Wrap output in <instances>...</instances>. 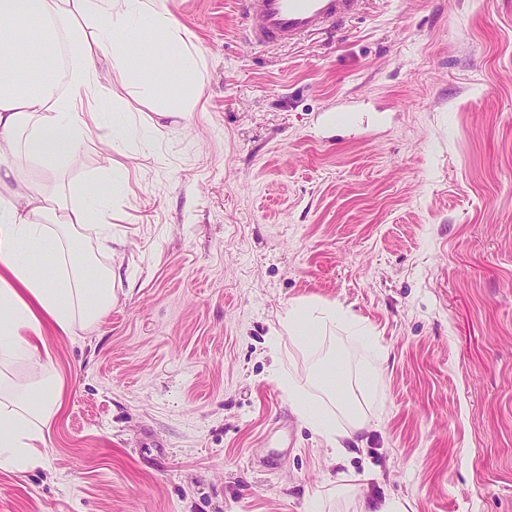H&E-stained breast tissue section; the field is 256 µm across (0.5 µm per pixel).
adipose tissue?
Here are the masks:
<instances>
[{
    "instance_id": "1",
    "label": "adipose tissue",
    "mask_w": 512,
    "mask_h": 512,
    "mask_svg": "<svg viewBox=\"0 0 512 512\" xmlns=\"http://www.w3.org/2000/svg\"><path fill=\"white\" fill-rule=\"evenodd\" d=\"M133 31L142 32L145 50L127 42ZM61 40L75 54L65 92L45 69ZM106 49L111 72L158 111L203 109L197 57L167 0H0V370L17 359L29 367L13 379L0 373V471L20 477L44 467L62 406L48 330L73 334L76 327L98 323L112 306L117 276L108 267L87 280L79 236L80 228L92 224L102 241H111L112 200L129 182L121 157L137 139L131 121H106L98 101L97 64ZM160 63L177 74V93H162L155 75ZM94 139L111 153L108 191L65 204L25 177L26 161L60 169L79 144ZM278 324L306 348L339 326L366 333L341 307L311 300L290 305ZM382 368L383 355L374 352L363 372L366 387L358 393L342 380L337 359L314 373V381L347 412L344 426L318 411L288 373L279 382L293 411L339 460L349 453L347 441L371 426L362 407L370 403Z\"/></svg>"
}]
</instances>
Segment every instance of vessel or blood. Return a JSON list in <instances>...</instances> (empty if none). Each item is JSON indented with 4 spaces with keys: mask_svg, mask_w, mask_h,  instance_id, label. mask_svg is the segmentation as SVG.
<instances>
[{
    "mask_svg": "<svg viewBox=\"0 0 512 512\" xmlns=\"http://www.w3.org/2000/svg\"><path fill=\"white\" fill-rule=\"evenodd\" d=\"M363 0H241L243 32L250 43L291 44L339 29Z\"/></svg>",
    "mask_w": 512,
    "mask_h": 512,
    "instance_id": "obj_1",
    "label": "vessel or blood"
}]
</instances>
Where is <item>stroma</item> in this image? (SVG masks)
<instances>
[{
    "mask_svg": "<svg viewBox=\"0 0 512 512\" xmlns=\"http://www.w3.org/2000/svg\"><path fill=\"white\" fill-rule=\"evenodd\" d=\"M238 2L168 0L205 111L162 116L100 76L106 115L163 134L112 204L116 245L80 231L122 282L99 324L48 336L62 415L43 468L0 472V512H512V0H367L271 49L246 42ZM105 166L90 142L25 175L76 202ZM304 299L349 310L387 356L372 428L336 464L271 367L287 349L346 425L275 334ZM323 351L354 382L370 354L342 327Z\"/></svg>",
    "mask_w": 512,
    "mask_h": 512,
    "instance_id": "obj_1",
    "label": "stroma"
}]
</instances>
